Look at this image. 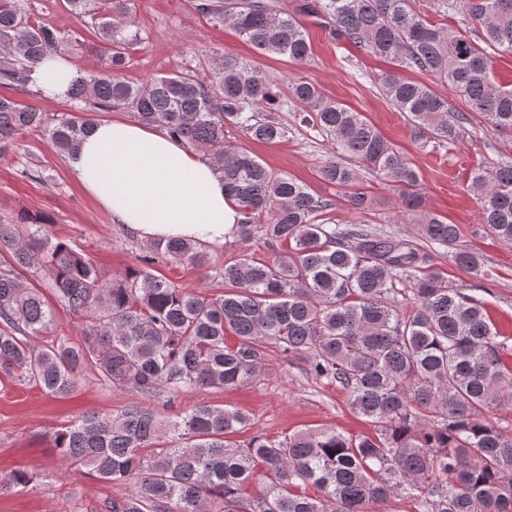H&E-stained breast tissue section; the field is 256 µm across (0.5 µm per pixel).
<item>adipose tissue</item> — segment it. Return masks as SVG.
<instances>
[{
  "instance_id": "obj_1",
  "label": "adipose tissue",
  "mask_w": 512,
  "mask_h": 512,
  "mask_svg": "<svg viewBox=\"0 0 512 512\" xmlns=\"http://www.w3.org/2000/svg\"><path fill=\"white\" fill-rule=\"evenodd\" d=\"M77 74L73 60L52 53L32 72L29 85L57 98ZM71 171L114 223L148 244L181 237L220 245L241 219L207 157L166 130L135 120L95 123L72 158Z\"/></svg>"
}]
</instances>
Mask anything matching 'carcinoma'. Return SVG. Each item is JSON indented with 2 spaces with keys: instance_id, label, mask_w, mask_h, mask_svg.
<instances>
[{
  "instance_id": "cac0c4a2",
  "label": "carcinoma",
  "mask_w": 512,
  "mask_h": 512,
  "mask_svg": "<svg viewBox=\"0 0 512 512\" xmlns=\"http://www.w3.org/2000/svg\"><path fill=\"white\" fill-rule=\"evenodd\" d=\"M461 3L477 25L475 38L428 21L412 0H300L291 10L271 0H194V9L216 25L232 24L260 54L292 61L311 50L296 14L331 21L336 40L395 63L374 84L425 148L456 143L466 117L407 71L448 85L493 127L512 132V88L493 75L495 59L512 55V0ZM68 4L100 44L96 68L80 71L66 93L79 115L51 116L0 94V153L39 130L72 157L95 113L125 110L211 157L242 215V242L287 250L267 261L244 253L214 268L224 293L208 295L153 270L160 258L202 263L194 242H155L106 279L71 240L50 235L49 222L23 213L0 224V379L58 398L75 393L87 367L109 387L146 397L235 389L264 372L272 344L338 384L374 432L306 428L278 440L254 435L240 447L228 443L248 426L238 409L203 404L167 416L132 403L58 430L61 465L108 484L136 479L134 492L106 500L104 512H208L215 498L220 512H365L394 495L416 502L419 512H512V434L485 417L512 407V346L499 339L483 301L448 286L430 264L424 249H442L458 267L485 275L458 225L424 206L419 173L399 148L314 82L295 79L284 94L234 55L201 76L175 72L130 84L120 74L143 41L131 29L133 0H108L103 10L96 0ZM72 43L53 25L30 22L25 0H0L1 87L27 86L47 54ZM290 121L333 141L338 156L320 175L346 190L356 218L336 222L335 200L226 145L232 127L254 141L280 142ZM353 162L399 187L400 222L422 243L399 244L363 220L378 200L363 191ZM470 188L485 232L512 244V159L477 169ZM29 269L43 273L52 298L24 281ZM400 280L411 284L405 312L393 297ZM53 299L86 318L82 342L58 336L44 348L35 344L54 328ZM258 476L264 487L250 495L247 485ZM34 480L24 470L1 473L0 491ZM309 483L319 496L299 491Z\"/></svg>"
}]
</instances>
